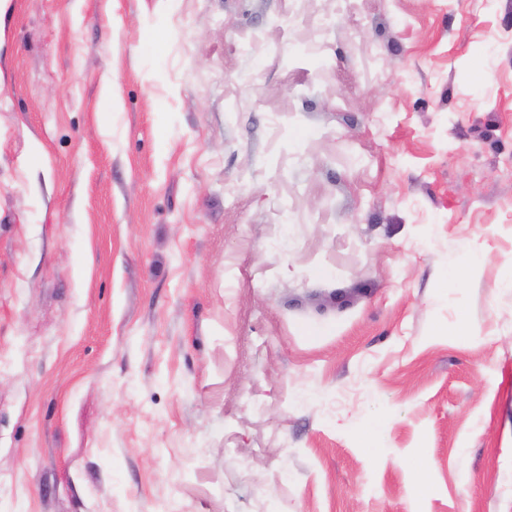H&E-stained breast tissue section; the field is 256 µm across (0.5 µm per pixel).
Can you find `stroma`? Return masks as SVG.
I'll list each match as a JSON object with an SVG mask.
<instances>
[{"label":"stroma","mask_w":512,"mask_h":512,"mask_svg":"<svg viewBox=\"0 0 512 512\" xmlns=\"http://www.w3.org/2000/svg\"><path fill=\"white\" fill-rule=\"evenodd\" d=\"M511 272L512 0H0V512H512Z\"/></svg>","instance_id":"stroma-1"}]
</instances>
